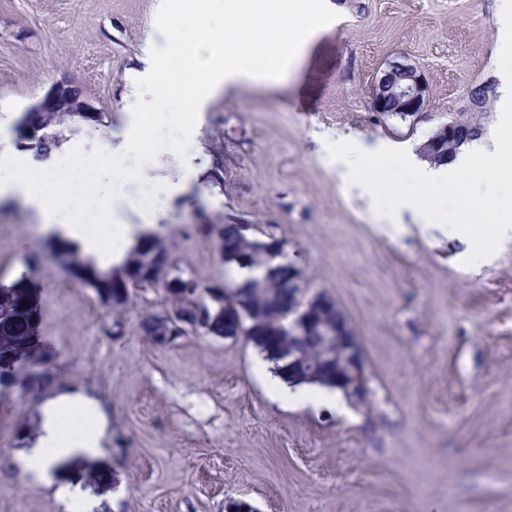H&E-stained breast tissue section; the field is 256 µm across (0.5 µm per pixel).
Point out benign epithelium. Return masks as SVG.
I'll return each instance as SVG.
<instances>
[{"mask_svg":"<svg viewBox=\"0 0 512 512\" xmlns=\"http://www.w3.org/2000/svg\"><path fill=\"white\" fill-rule=\"evenodd\" d=\"M427 81L417 65L406 60L390 62L377 77L372 105L382 114L397 112L404 117H414L421 112L426 103ZM46 112H78L84 122L93 124L98 121L97 112L82 97L69 93L67 82H58L35 103L29 106L19 119L16 129L18 137L32 147L39 136L41 125L37 118ZM474 136L470 128H455L453 123L440 127L439 133L426 140L420 152L429 158L442 160L448 156V144L458 147ZM288 274L292 275L296 285L293 307L288 313V335L303 336L309 331L329 337L328 349L322 353L324 363L336 365V385L353 401L363 400L367 391V378L362 363L356 337L346 319L336 313V305L324 296L305 297L302 273L296 265H291ZM171 295L179 299V306L165 307L158 312L162 326L155 336L156 341L167 342L175 334L176 325L188 327L197 332L203 329L207 313L197 296L190 293V287L173 278L162 280ZM25 299L34 308V316L40 317L41 308L38 299L31 296L24 283L11 289L0 290V320H4L15 302ZM0 383L3 389L16 388L29 390L26 379L18 380L13 375V360L9 356L0 357Z\"/></svg>","mask_w":512,"mask_h":512,"instance_id":"obj_1","label":"benign epithelium"}]
</instances>
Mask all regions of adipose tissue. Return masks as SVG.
Instances as JSON below:
<instances>
[{"label": "adipose tissue", "instance_id": "adipose-tissue-1", "mask_svg": "<svg viewBox=\"0 0 512 512\" xmlns=\"http://www.w3.org/2000/svg\"><path fill=\"white\" fill-rule=\"evenodd\" d=\"M399 164L412 179L413 185L427 187L432 192H443L449 185L458 183L463 174L492 166L498 177L512 181V146L506 145L500 136L491 137L486 144H468L447 162L433 165L408 157H400ZM0 166L9 171L0 179V196L21 195L25 204L40 216L47 230L80 245L83 253L97 259L100 267L119 264L135 240L134 225L117 222L110 227L108 241H100L87 235L83 225L67 222L62 213L48 203L50 193L65 194L70 190L68 182L53 180L51 186H31L30 170L26 162L11 150L0 151ZM75 395L62 393L45 405L46 428L39 451L26 462L31 475L40 482H51L54 468L62 457L75 450L95 454L101 452L106 441L103 426H95L88 434L66 436L61 431L59 412L68 407L81 406Z\"/></svg>", "mask_w": 512, "mask_h": 512}]
</instances>
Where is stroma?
<instances>
[{
  "mask_svg": "<svg viewBox=\"0 0 512 512\" xmlns=\"http://www.w3.org/2000/svg\"><path fill=\"white\" fill-rule=\"evenodd\" d=\"M337 14L310 41L297 72L274 85L221 92L200 112L186 155L158 154L143 181L160 191L149 231L177 272L204 285L227 278L216 249L224 224L274 238L305 275V292L343 312L363 355L369 394L344 413L279 399L244 337L190 333L158 346L138 325L164 294H133L114 313L73 282L57 242L20 197L0 198V284L38 258L41 390L0 399V512H67L30 481L23 458L41 408L72 391L96 408L111 439L74 456L61 476L89 512H512V185L484 170L463 177L470 226L422 237L410 211L387 212L341 181L346 140L419 149L439 126L502 124L499 68L512 51L497 0H327ZM155 0H0V142L17 144L23 110L55 82L79 85L105 123L64 129L54 151L112 145L121 154L150 58ZM423 71L418 116L374 112L386 63ZM492 88L483 112L470 91ZM387 232H377V225Z\"/></svg>",
  "mask_w": 512,
  "mask_h": 512,
  "instance_id": "obj_1",
  "label": "stroma"
}]
</instances>
